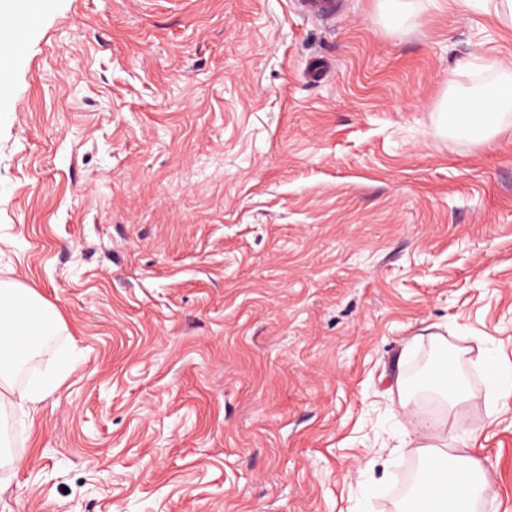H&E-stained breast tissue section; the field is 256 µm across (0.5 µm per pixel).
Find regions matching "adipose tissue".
I'll return each instance as SVG.
<instances>
[{
    "label": "adipose tissue",
    "instance_id": "ef3b65f1",
    "mask_svg": "<svg viewBox=\"0 0 512 512\" xmlns=\"http://www.w3.org/2000/svg\"><path fill=\"white\" fill-rule=\"evenodd\" d=\"M495 76L470 87L479 65L469 61L457 66L450 80L456 92L441 104L448 133L481 144L496 135L505 114L512 110V65L488 62ZM26 301L31 312L28 322L15 316L18 301ZM63 321L59 313L34 289L17 281H0V398L10 397L18 408L33 406L63 381L70 368L68 356H59L53 370L24 390H15L13 381L23 364L37 355L47 338L59 333ZM420 476L401 503L399 512H474L478 499L492 489V482L474 459L447 462L436 445H419Z\"/></svg>",
    "mask_w": 512,
    "mask_h": 512
}]
</instances>
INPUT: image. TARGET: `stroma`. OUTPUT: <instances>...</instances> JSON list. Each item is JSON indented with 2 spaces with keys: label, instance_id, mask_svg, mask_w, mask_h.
<instances>
[{
  "label": "stroma",
  "instance_id": "1",
  "mask_svg": "<svg viewBox=\"0 0 512 512\" xmlns=\"http://www.w3.org/2000/svg\"><path fill=\"white\" fill-rule=\"evenodd\" d=\"M413 4L45 0L0 96V280L64 321L16 388L76 361L0 408V512H396L444 356L471 397L439 439L512 512V124L439 110L512 24Z\"/></svg>",
  "mask_w": 512,
  "mask_h": 512
}]
</instances>
